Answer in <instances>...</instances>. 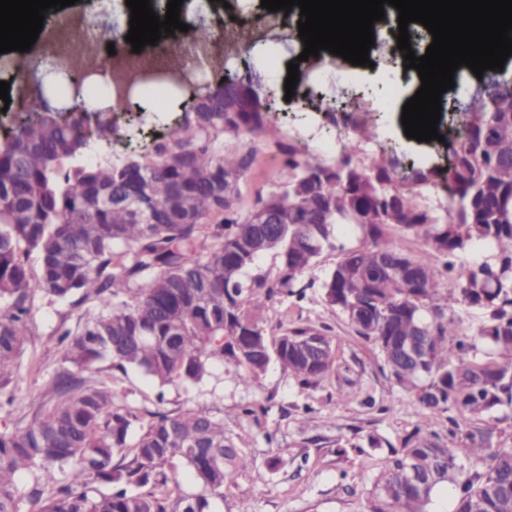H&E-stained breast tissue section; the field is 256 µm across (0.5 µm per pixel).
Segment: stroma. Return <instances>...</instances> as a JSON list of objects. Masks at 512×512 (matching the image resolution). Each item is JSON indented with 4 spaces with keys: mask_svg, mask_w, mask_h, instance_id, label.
Masks as SVG:
<instances>
[{
    "mask_svg": "<svg viewBox=\"0 0 512 512\" xmlns=\"http://www.w3.org/2000/svg\"><path fill=\"white\" fill-rule=\"evenodd\" d=\"M397 40L384 33L370 54L369 66L322 71L319 87L325 95L340 96L353 87L363 93L370 124L376 136L360 141V157L381 150L393 151L404 166L432 168L446 165L457 146L458 119L452 112L441 115L442 141L420 142L406 137L400 112L381 108L389 80H397L398 104H405L416 87L414 74L405 72L395 50ZM343 127L319 115L276 112L258 143L255 163L237 203L239 214H247L257 195L278 189L281 158L274 143L287 137L339 134ZM33 335L19 359L20 405L37 398L58 365L61 354L55 331L60 323L57 307L36 300ZM296 326L331 330L336 343V368L329 380L305 388L279 364H270L257 382L245 387L238 382L232 364L215 366L211 376L189 387L170 386L164 403H157V390L141 371L115 373L113 387L130 407L142 411L163 409L205 410L223 417L224 430L244 453L236 484L216 500L213 512H363L375 477L384 468L390 448L420 424L410 393L381 371L383 357L378 348L358 337L345 317L322 300L319 286L306 289L304 298L289 297L273 302L267 312L268 326L281 319ZM251 405L263 406L258 418L245 416ZM378 445H370L369 437ZM281 451L277 468L266 464L268 447ZM347 455H337V447Z\"/></svg>",
    "mask_w": 512,
    "mask_h": 512,
    "instance_id": "obj_1",
    "label": "stroma"
}]
</instances>
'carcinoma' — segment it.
Here are the masks:
<instances>
[{"instance_id":"carcinoma-1","label":"carcinoma","mask_w":512,"mask_h":512,"mask_svg":"<svg viewBox=\"0 0 512 512\" xmlns=\"http://www.w3.org/2000/svg\"><path fill=\"white\" fill-rule=\"evenodd\" d=\"M114 41L99 24L81 51L95 67ZM240 50L224 45L211 69L229 79L227 62ZM36 58L12 61L10 84L21 85ZM69 58L57 55L50 93L69 113L112 102V85L94 78L75 83ZM498 72L499 88L463 110V141L448 169H414L381 153L361 165L347 139L338 155L295 137L276 142L286 200L280 223H254L267 201L258 197L244 217L236 211L241 180L252 168L257 138L271 124L275 103L241 122L211 113L201 125L190 109L212 96L201 80L174 85L182 115L152 157L129 154L120 162L93 160L103 145L131 144L141 130L100 123L84 132L77 119H47L14 128L0 140V408L15 401L18 359L33 335L35 299L66 307L56 330L62 357L43 392L12 427L0 430V512H22L18 473L33 475L27 494L36 512H211V500L235 485L241 449L224 434V418L203 410L147 412L117 403L113 371L141 370L161 389L193 386L224 361L239 382L252 385L275 361L304 387L335 370L334 337L325 326L278 325L267 331L269 303L303 295L300 279L314 274L319 256L340 234L363 244L343 251L321 282V296L342 313L357 336L378 346L389 379L413 394L417 411L451 408L464 421L512 411V79ZM298 112H336L361 97L335 103L299 83ZM224 181V197L211 192ZM448 182L445 215L420 202L422 191ZM142 181L156 205L171 208L172 185L185 191L187 221L144 224L125 207L87 213L98 189L128 192ZM224 218L209 224L213 214ZM402 229L424 241L409 255L386 241ZM39 268L31 270L30 253ZM272 254L278 273L257 271ZM467 255L456 288L440 292L439 256ZM482 312L477 326L448 354L445 310ZM140 435L128 436L133 426ZM427 420L406 436L376 479L365 512H430L436 492L460 489L455 512H512V447L493 444L494 429L466 427L467 448H452L426 434ZM186 464L202 492H180L173 462Z\"/></svg>"}]
</instances>
